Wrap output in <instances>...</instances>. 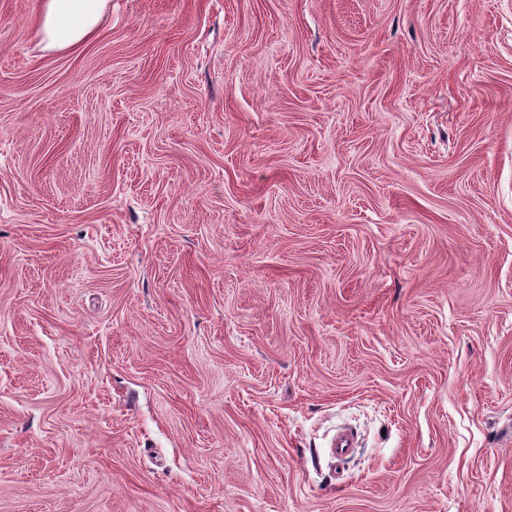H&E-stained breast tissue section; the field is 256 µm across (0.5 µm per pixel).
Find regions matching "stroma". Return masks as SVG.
Listing matches in <instances>:
<instances>
[{
    "label": "stroma",
    "instance_id": "35a3bbf8",
    "mask_svg": "<svg viewBox=\"0 0 512 512\" xmlns=\"http://www.w3.org/2000/svg\"><path fill=\"white\" fill-rule=\"evenodd\" d=\"M38 2L0 512H512V0H108L77 53Z\"/></svg>",
    "mask_w": 512,
    "mask_h": 512
}]
</instances>
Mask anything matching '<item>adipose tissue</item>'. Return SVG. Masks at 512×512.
Here are the masks:
<instances>
[{
    "label": "adipose tissue",
    "mask_w": 512,
    "mask_h": 512,
    "mask_svg": "<svg viewBox=\"0 0 512 512\" xmlns=\"http://www.w3.org/2000/svg\"><path fill=\"white\" fill-rule=\"evenodd\" d=\"M107 2L40 0L33 24L44 50H81L95 35Z\"/></svg>",
    "instance_id": "1"
}]
</instances>
